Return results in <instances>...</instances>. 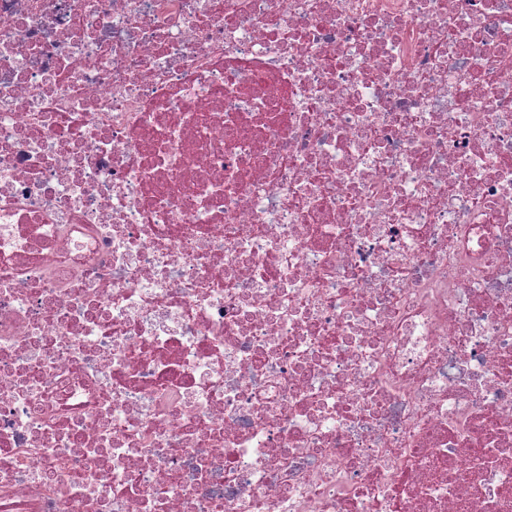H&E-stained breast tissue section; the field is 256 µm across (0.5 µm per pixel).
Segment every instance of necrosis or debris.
<instances>
[{
	"label": "necrosis or debris",
	"instance_id": "obj_1",
	"mask_svg": "<svg viewBox=\"0 0 512 512\" xmlns=\"http://www.w3.org/2000/svg\"><path fill=\"white\" fill-rule=\"evenodd\" d=\"M0 512H512V0H0Z\"/></svg>",
	"mask_w": 512,
	"mask_h": 512
}]
</instances>
